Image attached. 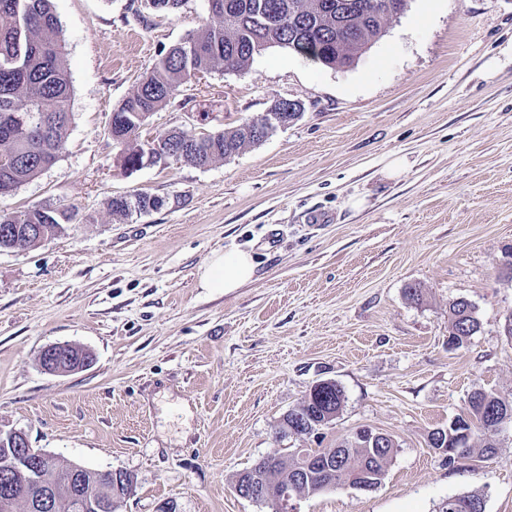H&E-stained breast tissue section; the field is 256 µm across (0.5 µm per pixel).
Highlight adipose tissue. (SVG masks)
I'll list each match as a JSON object with an SVG mask.
<instances>
[{"label":"adipose tissue","instance_id":"adipose-tissue-1","mask_svg":"<svg viewBox=\"0 0 512 512\" xmlns=\"http://www.w3.org/2000/svg\"><path fill=\"white\" fill-rule=\"evenodd\" d=\"M257 268L248 250L216 251L201 266L199 285L214 295H224L250 282Z\"/></svg>","mask_w":512,"mask_h":512}]
</instances>
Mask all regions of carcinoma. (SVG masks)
Here are the masks:
<instances>
[{"instance_id": "obj_1", "label": "carcinoma", "mask_w": 512, "mask_h": 512, "mask_svg": "<svg viewBox=\"0 0 512 512\" xmlns=\"http://www.w3.org/2000/svg\"><path fill=\"white\" fill-rule=\"evenodd\" d=\"M222 10L210 23L180 46L161 53L152 70L142 77L134 91L116 112L126 122L114 127L112 141L123 147L124 166L145 162L148 142L141 128L149 116L171 101L179 87L194 77L203 76L221 66L226 71H244L254 55L270 47L288 48L302 57L327 67L351 65L358 54L383 36L389 18L378 13L382 0H221ZM71 86L59 38L58 19L51 0H0V194L15 190L52 165L63 149L72 121ZM265 116L247 119L240 125L217 134L196 135L172 129L153 139L160 146L179 151L178 158L206 167L239 153L246 146L265 141ZM162 200L147 192L115 196L109 202L110 215L126 218L134 212H147L161 206ZM72 214L50 205L31 207L19 214L0 213V239L8 236L26 248L45 239L32 224H44L48 236L58 233L57 226L67 224ZM448 316L454 338L465 344L480 328L472 304L457 299L449 304ZM345 394L333 383L323 395L305 399L288 411L280 423L288 430L291 422L302 420L321 410L340 411ZM512 408V400L493 392L476 390L468 398L469 427L480 436V445L469 444L446 457L448 463L474 454L491 455L497 448V432L491 429L488 414L498 411L503 420ZM341 456L337 473L331 477L316 475L306 485L304 495L313 496L329 486L343 487L358 472L376 470L386 473L394 449L365 448L347 442L338 448L306 450L308 456ZM304 460L284 455L278 468L266 478L276 490L287 476L293 475ZM4 445L0 443V492L8 491L16 502H27L25 480L10 468ZM89 480L102 489H112L121 498L125 488H117L111 479L92 472ZM482 502L475 492H465L442 501L436 512H466L464 505Z\"/></svg>"}]
</instances>
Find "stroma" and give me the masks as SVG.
Instances as JSON below:
<instances>
[{
    "label": "stroma",
    "instance_id": "35a3bbf8",
    "mask_svg": "<svg viewBox=\"0 0 512 512\" xmlns=\"http://www.w3.org/2000/svg\"><path fill=\"white\" fill-rule=\"evenodd\" d=\"M53 7L72 121L55 163L0 196V212L75 217L0 252V432L127 471L120 512H273L238 495L239 473L274 449L332 448L368 427L395 443L382 484L323 491L299 512H435L463 492L512 512V421L490 456L450 464L428 443L472 391L512 399V0H408L347 68L271 47L246 72L189 81L144 137L220 132L280 99L304 109L210 166L133 171L108 134L112 113L160 52L209 22L208 2ZM141 191L162 207L110 216L113 196ZM234 247L253 249L254 279L207 293L200 267ZM460 298L480 329L453 348L448 306ZM56 343L89 349L93 364L44 371ZM328 379L345 393L331 425L280 436L283 414Z\"/></svg>",
    "mask_w": 512,
    "mask_h": 512
}]
</instances>
